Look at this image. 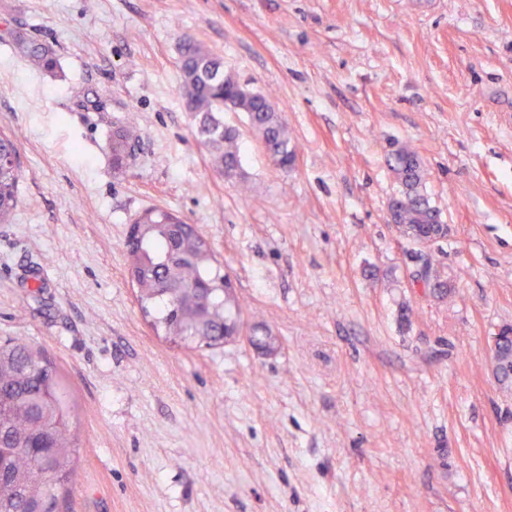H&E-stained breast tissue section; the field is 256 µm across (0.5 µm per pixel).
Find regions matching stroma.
Listing matches in <instances>:
<instances>
[{
  "instance_id": "obj_1",
  "label": "stroma",
  "mask_w": 512,
  "mask_h": 512,
  "mask_svg": "<svg viewBox=\"0 0 512 512\" xmlns=\"http://www.w3.org/2000/svg\"><path fill=\"white\" fill-rule=\"evenodd\" d=\"M185 37L271 96L292 168L230 111L246 180L212 167L179 94ZM128 121L140 140L117 169ZM1 131L23 173L0 338L69 390L74 512H512V385L490 341L512 326V0H0ZM395 144L448 226L429 251L444 301L387 222ZM150 206L209 241L239 339L156 334L127 273ZM12 40L37 70L48 76L57 75L58 61L47 45L31 40L23 31L13 32ZM138 138L135 127L121 124L112 132V161L117 167H122Z\"/></svg>"
}]
</instances>
